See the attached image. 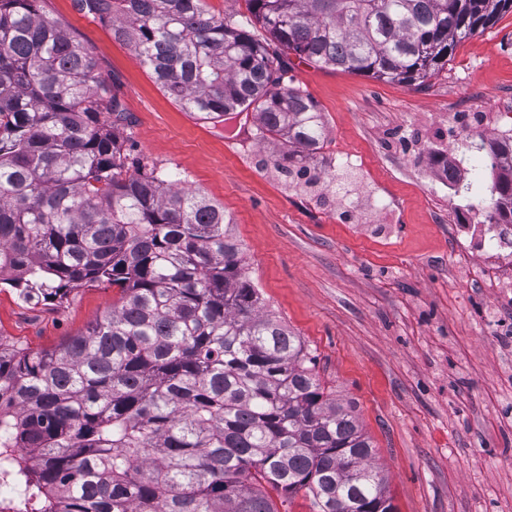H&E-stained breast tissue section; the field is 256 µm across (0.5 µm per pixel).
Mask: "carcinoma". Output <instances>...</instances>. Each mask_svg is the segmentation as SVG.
Listing matches in <instances>:
<instances>
[{
    "instance_id": "obj_1",
    "label": "carcinoma",
    "mask_w": 512,
    "mask_h": 512,
    "mask_svg": "<svg viewBox=\"0 0 512 512\" xmlns=\"http://www.w3.org/2000/svg\"><path fill=\"white\" fill-rule=\"evenodd\" d=\"M73 0L203 120L249 110L291 181L326 127L288 54L422 87L512 0ZM261 28L259 35L254 29ZM125 108L86 44L40 8L0 0V284L61 303L121 290L85 333L32 352L0 339V467L38 512H396L352 407L325 394L303 339L266 310L224 207L177 174L127 171ZM512 224V135L467 140Z\"/></svg>"
}]
</instances>
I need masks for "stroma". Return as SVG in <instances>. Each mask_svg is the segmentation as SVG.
<instances>
[{
  "instance_id": "35a3bbf8",
  "label": "stroma",
  "mask_w": 512,
  "mask_h": 512,
  "mask_svg": "<svg viewBox=\"0 0 512 512\" xmlns=\"http://www.w3.org/2000/svg\"><path fill=\"white\" fill-rule=\"evenodd\" d=\"M84 41L127 110L129 166L181 173L230 215L269 311L316 357L326 392L352 404L375 446L396 512H512V280L489 286L479 259L459 264L456 224L484 221L476 194L449 195L430 161L462 138L493 139L512 113V12L458 43L420 88L292 59L293 83L322 113L321 181H345L359 224L336 198L289 185L257 144L253 121L212 123L181 109L107 27L42 0ZM120 298L88 285L33 304L0 285V338L50 349Z\"/></svg>"
}]
</instances>
